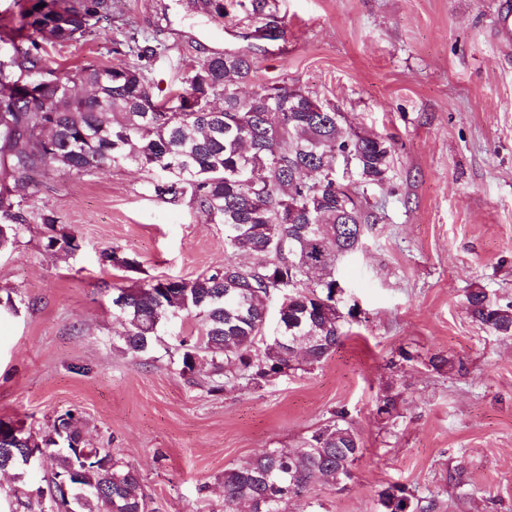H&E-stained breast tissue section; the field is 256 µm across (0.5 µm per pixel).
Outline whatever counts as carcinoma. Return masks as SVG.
I'll use <instances>...</instances> for the list:
<instances>
[{"instance_id":"carcinoma-1","label":"carcinoma","mask_w":512,"mask_h":512,"mask_svg":"<svg viewBox=\"0 0 512 512\" xmlns=\"http://www.w3.org/2000/svg\"><path fill=\"white\" fill-rule=\"evenodd\" d=\"M247 16L266 40L282 33L275 0H248ZM44 7H39V4ZM112 30V0H30L0 25V251L14 247L34 224L45 229L44 249L73 255L80 238L51 210L30 204V187L48 167L81 179L107 166L160 169L169 179L157 196L188 199L214 224L224 225V264L192 280L157 279L118 287L113 314L123 323V342L147 351L158 329L191 316L197 326L181 340L182 374L206 373L213 390L236 385L238 375L256 384L293 368L296 345L310 366L341 344L343 287L336 261L362 246L370 215L358 187L378 185L389 172L391 147L377 135L345 124L342 113L301 89L261 86L246 100L237 90L254 73L243 52L216 53L191 61L183 92L171 105L153 99L148 72L124 63L87 62L72 70L51 60L44 44H84ZM127 53L150 60L162 45L126 40ZM223 107L214 109L210 100ZM349 154L348 179H328L338 157ZM252 254L242 267L237 252ZM104 261L127 271L139 263L114 249ZM288 297L270 316L268 291L284 280ZM466 303L472 319L497 336H512V305L482 288ZM399 394L387 388L376 414L399 417ZM43 448L52 460L43 512H147L138 471L102 448H90L67 412L37 440L0 420V472L27 473L24 457ZM358 432L343 409L299 450L273 448L247 464L224 469V512H288V504L314 483L344 488L361 456ZM380 512H415L414 495L399 485L378 492Z\"/></svg>"}]
</instances>
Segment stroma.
Returning <instances> with one entry per match:
<instances>
[{"label": "stroma", "instance_id": "obj_1", "mask_svg": "<svg viewBox=\"0 0 512 512\" xmlns=\"http://www.w3.org/2000/svg\"><path fill=\"white\" fill-rule=\"evenodd\" d=\"M496 2L278 0L284 33L271 42L240 8L223 19L191 0H117L109 38L48 46L69 66L133 65L115 41L158 37L165 49L147 69L162 103L181 91L189 60L250 53L251 88L309 92L386 137L390 169L366 190L376 221L362 252L336 268L345 305L361 312L342 344L318 365L218 393L181 371V331L194 319L126 352L112 289L223 263V225L156 197L134 166L81 179L47 169L31 203L82 248L51 255L35 225L0 253V300L17 307L0 315V420L39 438L56 415L78 412L87 446L139 471L153 512H224L226 468L302 447L343 408L363 444L354 480L314 484L290 512H379L377 493L393 484L414 491L419 512H512V337L491 336L465 300L479 287L512 304V62L490 38ZM106 248L139 270L102 262ZM439 352L452 371L427 368ZM389 383L401 393L392 424L375 413Z\"/></svg>", "mask_w": 512, "mask_h": 512}]
</instances>
